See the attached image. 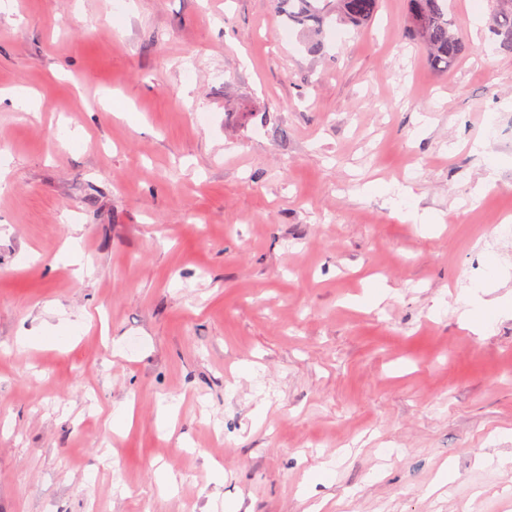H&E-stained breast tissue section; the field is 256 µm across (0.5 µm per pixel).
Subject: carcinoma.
Segmentation results:
<instances>
[{
  "label": "carcinoma",
  "mask_w": 512,
  "mask_h": 512,
  "mask_svg": "<svg viewBox=\"0 0 512 512\" xmlns=\"http://www.w3.org/2000/svg\"><path fill=\"white\" fill-rule=\"evenodd\" d=\"M279 13L296 24L313 22L323 29L331 15L336 23L356 29L367 25L376 14L379 0H274ZM489 39L501 49L512 51V0H489ZM409 32L424 45L430 64L448 71L464 53L465 45L448 18V0H407Z\"/></svg>",
  "instance_id": "cac0c4a2"
}]
</instances>
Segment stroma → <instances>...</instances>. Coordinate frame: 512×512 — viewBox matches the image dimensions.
I'll return each instance as SVG.
<instances>
[{
	"label": "stroma",
	"instance_id": "1",
	"mask_svg": "<svg viewBox=\"0 0 512 512\" xmlns=\"http://www.w3.org/2000/svg\"><path fill=\"white\" fill-rule=\"evenodd\" d=\"M488 13L454 0L439 73L406 0L287 39L272 0H8L0 512H512V53ZM403 184L444 223L401 218Z\"/></svg>",
	"mask_w": 512,
	"mask_h": 512
}]
</instances>
